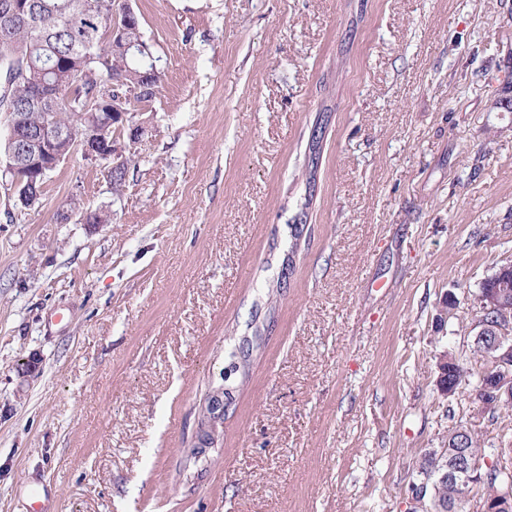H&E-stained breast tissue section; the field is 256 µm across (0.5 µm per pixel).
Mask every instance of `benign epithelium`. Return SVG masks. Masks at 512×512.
<instances>
[{"mask_svg": "<svg viewBox=\"0 0 512 512\" xmlns=\"http://www.w3.org/2000/svg\"><path fill=\"white\" fill-rule=\"evenodd\" d=\"M30 0H3L0 3V14L7 19L25 18L31 9ZM136 20L133 10L111 12L104 17V39L109 50L123 53L131 49L132 44L125 40L127 28ZM106 68L82 67L76 72V78L99 89V97L92 105L93 111L85 114L86 127L79 133L72 129H59L53 123L28 126L17 133H12L18 141L16 153L9 158L6 168L0 171V190L9 200L18 196L23 185L32 187L33 198L30 206H35L41 199L45 185L34 184L35 179H45L49 171L72 154L81 152L86 159L98 161L110 169H117L122 164V154L103 151L112 132V118L120 121L127 137L136 142L145 131L142 122L134 120V113L126 109L132 102L147 90L154 89L153 83L157 72L148 70L145 74V85L139 87L122 86V82L112 79L105 80ZM72 100V91L62 86L48 88L42 94V101L30 102L34 107L43 103L55 104L59 100ZM108 107L109 111L101 112L99 108ZM67 142L69 152L60 153L55 150L59 142ZM472 342L485 350L490 360V368L485 372L489 381L482 383L477 400L481 409L489 406L512 404V292L501 284L496 288H483L476 298L475 318L469 327ZM204 410L206 420L204 428L210 434L209 446L216 445L215 432L217 423L224 417V390L218 389L209 393L205 399ZM443 454L439 479L451 480L462 485L463 496L467 499L473 494H481L479 477L483 467L490 460L483 454H473L467 448L448 451L440 449ZM433 500L429 496L428 479L420 478L418 483L411 485L407 501V512H431Z\"/></svg>", "mask_w": 512, "mask_h": 512, "instance_id": "7a95c632", "label": "benign epithelium"}]
</instances>
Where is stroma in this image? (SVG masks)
Listing matches in <instances>:
<instances>
[{"mask_svg": "<svg viewBox=\"0 0 512 512\" xmlns=\"http://www.w3.org/2000/svg\"><path fill=\"white\" fill-rule=\"evenodd\" d=\"M130 3L160 78L120 195L78 153L0 195V512H405L512 263V0ZM232 388H226L224 389H218L216 391H213L209 393L205 399V414H206V420L203 423L204 428L206 431L210 434V442L206 446V448L214 447L216 445V439H215V432H216V425L217 423L224 417V398L226 397L229 401V406H231L233 402L232 397ZM213 407L215 408V411L213 413H210L209 410H213Z\"/></svg>", "mask_w": 512, "mask_h": 512, "instance_id": "35a3bbf8", "label": "stroma"}]
</instances>
